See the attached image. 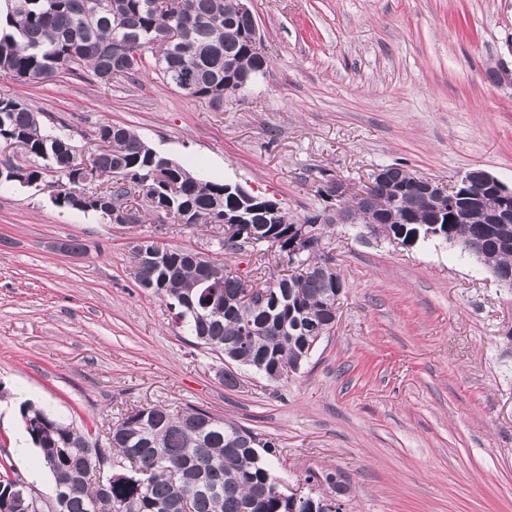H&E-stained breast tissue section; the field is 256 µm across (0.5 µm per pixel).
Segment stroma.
Instances as JSON below:
<instances>
[{
  "instance_id": "1",
  "label": "stroma",
  "mask_w": 512,
  "mask_h": 512,
  "mask_svg": "<svg viewBox=\"0 0 512 512\" xmlns=\"http://www.w3.org/2000/svg\"><path fill=\"white\" fill-rule=\"evenodd\" d=\"M270 62L212 109L153 72L109 85L77 72L0 93L70 126L83 152L104 124L133 129L199 177L230 181L300 219L328 179L382 165L452 185L481 167L512 188V0H251ZM46 173L0 186V464L48 492L27 433L31 402L89 433L127 409L200 407L272 440L275 476L330 469L352 512H512V288L434 241L404 246L346 224L317 227L345 288L336 325L276 385L194 344L139 288L131 249L221 256L261 287L276 249L218 254L224 227L113 224L55 204ZM79 240L80 254L59 251Z\"/></svg>"
}]
</instances>
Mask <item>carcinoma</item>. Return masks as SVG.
Returning a JSON list of instances; mask_svg holds the SVG:
<instances>
[{"label":"carcinoma","mask_w":512,"mask_h":512,"mask_svg":"<svg viewBox=\"0 0 512 512\" xmlns=\"http://www.w3.org/2000/svg\"><path fill=\"white\" fill-rule=\"evenodd\" d=\"M0 18L6 22L0 25V76L24 82L51 81L80 67L108 83L149 66L168 84L174 74L190 76L185 94L219 109L241 90L232 67L263 65L250 50L252 18L233 13L232 0H0ZM168 33L175 39L158 57L154 41ZM125 41L140 49L139 59L121 46ZM97 137L105 148L84 159L67 125L49 132L39 113L0 95V142L21 144L26 156L23 164L0 159V181L33 184L51 168L58 175V206H80L118 224L124 192L117 183L146 181L160 157L141 150L140 136L123 125H102ZM100 171L112 174V185L80 192ZM167 178L177 194L150 181L156 201L134 211L135 221L170 216L195 228L222 224L231 213L234 193L226 184L200 179L178 163ZM411 180L397 165L389 179L365 188L366 209L386 220L380 234L424 240L439 217L440 235L432 240L454 246L493 275L512 273V242L501 241L498 225L447 223L448 197L428 195ZM270 206L276 213L269 220L237 225L242 239L217 240V249L230 253L278 249L287 272L260 289L261 302L242 303L248 284L220 259H200L148 238L133 253H156L137 261L135 281L178 309L197 345L278 383L297 373L336 325L344 282L330 260L317 255L318 237L298 238L288 211L273 201ZM21 414L54 485L45 499L1 472L0 512H343L350 493L349 484L327 470L309 471L305 482L327 486L331 498L278 493L276 445L200 407L176 413L159 405L133 408L112 424L105 448L30 402Z\"/></svg>","instance_id":"obj_1"}]
</instances>
